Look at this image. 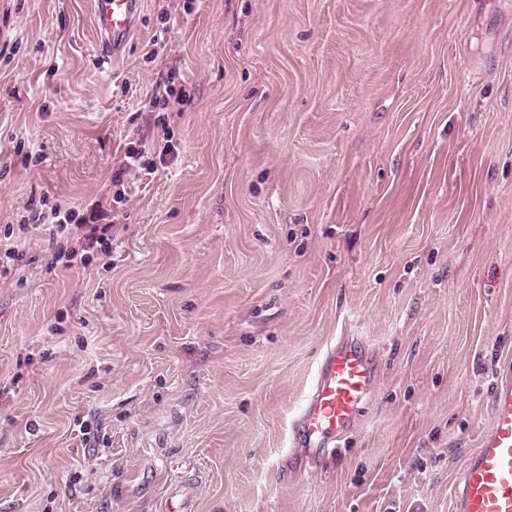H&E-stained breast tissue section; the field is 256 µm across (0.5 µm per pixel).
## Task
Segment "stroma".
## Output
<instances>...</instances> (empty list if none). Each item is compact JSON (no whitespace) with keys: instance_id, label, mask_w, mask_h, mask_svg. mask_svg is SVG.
I'll return each instance as SVG.
<instances>
[{"instance_id":"obj_1","label":"stroma","mask_w":512,"mask_h":512,"mask_svg":"<svg viewBox=\"0 0 512 512\" xmlns=\"http://www.w3.org/2000/svg\"><path fill=\"white\" fill-rule=\"evenodd\" d=\"M42 202L112 251L0 276V512H451L512 361V0H143L116 58L92 0H0V231ZM346 336L357 421L289 453ZM125 158L123 168L112 178V184L115 186H123V175L128 171L138 172L140 177L151 175L155 171L152 165L143 159L144 155L142 151L128 149Z\"/></svg>"}]
</instances>
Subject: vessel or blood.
Segmentation results:
<instances>
[{
    "instance_id": "1",
    "label": "vessel or blood",
    "mask_w": 512,
    "mask_h": 512,
    "mask_svg": "<svg viewBox=\"0 0 512 512\" xmlns=\"http://www.w3.org/2000/svg\"><path fill=\"white\" fill-rule=\"evenodd\" d=\"M97 35L122 52L141 18L142 0H93ZM375 374L359 343L324 351L310 390L291 426V450L319 460L335 454L370 392ZM491 427L453 480L452 512H512V368L499 370L492 392Z\"/></svg>"
}]
</instances>
